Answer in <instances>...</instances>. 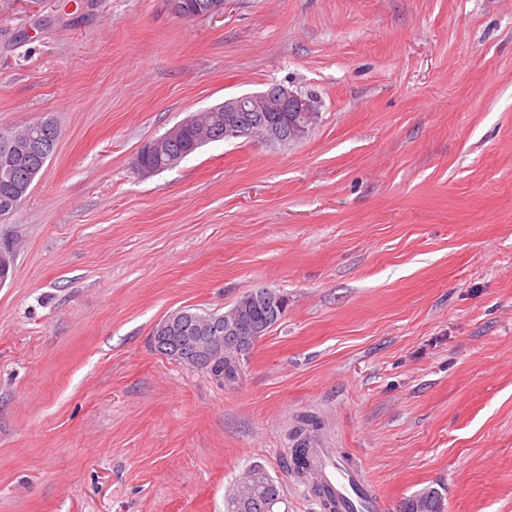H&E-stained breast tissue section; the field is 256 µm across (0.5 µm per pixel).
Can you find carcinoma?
I'll use <instances>...</instances> for the list:
<instances>
[{
	"label": "carcinoma",
	"instance_id": "1",
	"mask_svg": "<svg viewBox=\"0 0 512 512\" xmlns=\"http://www.w3.org/2000/svg\"><path fill=\"white\" fill-rule=\"evenodd\" d=\"M197 119L191 125L177 129L172 140L161 149L141 147L134 159L135 169H148L160 173L179 165L186 157L195 153L201 147L210 143L224 140L216 131H224V110L217 106L196 113ZM242 116L250 122L275 124L288 129L301 122L299 112H244ZM40 150H32L24 155L15 156L9 160L3 159L0 153V199L15 198L16 203H22L31 185L45 162L39 161ZM259 289L254 288L241 296L234 305L224 312V322H237L244 327L258 328L268 331L284 315L288 305L287 297L279 292L274 298L265 301L256 296ZM181 316L177 326L178 335L182 338L205 340L211 335L207 320L212 317L209 312L189 311V315H181V311L172 312ZM258 340V337L248 338L246 347L240 349L232 341H224V361L209 366L184 359L177 351H160V354L208 373L215 381L230 385L236 382L241 374L243 361ZM317 422L307 420L293 434L294 448L290 465L297 471L306 469L304 460L305 443L300 439L302 432L308 427H314ZM285 504L282 486L261 465L255 464L246 470L245 476L232 488L227 501L228 512H281ZM400 512H442V494L435 487H425L405 499Z\"/></svg>",
	"mask_w": 512,
	"mask_h": 512
}]
</instances>
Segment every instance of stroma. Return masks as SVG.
Listing matches in <instances>:
<instances>
[{
  "label": "stroma",
  "instance_id": "stroma-1",
  "mask_svg": "<svg viewBox=\"0 0 512 512\" xmlns=\"http://www.w3.org/2000/svg\"><path fill=\"white\" fill-rule=\"evenodd\" d=\"M280 84L301 141L144 177L194 112ZM55 118L0 217V512H226L249 466L321 512L297 422L387 512H512V0H0V129ZM288 298L233 386L158 353L178 309ZM442 494L435 487H425L405 499L401 512H442Z\"/></svg>",
  "mask_w": 512,
  "mask_h": 512
}]
</instances>
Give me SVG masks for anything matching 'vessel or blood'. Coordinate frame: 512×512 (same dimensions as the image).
<instances>
[{"label":"vessel or blood","instance_id":"1","mask_svg":"<svg viewBox=\"0 0 512 512\" xmlns=\"http://www.w3.org/2000/svg\"><path fill=\"white\" fill-rule=\"evenodd\" d=\"M309 474L331 512H385V504L353 458L331 448L319 437L307 444Z\"/></svg>","mask_w":512,"mask_h":512}]
</instances>
